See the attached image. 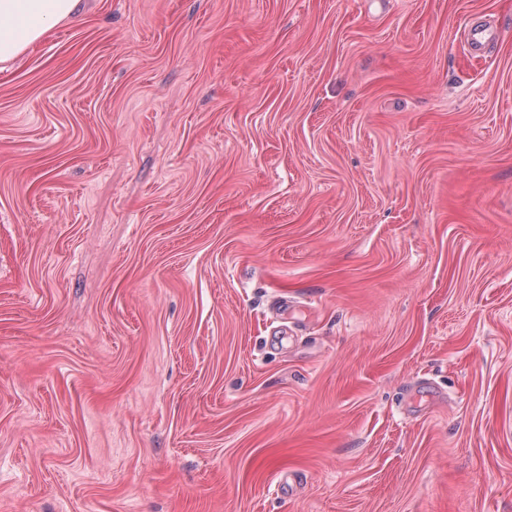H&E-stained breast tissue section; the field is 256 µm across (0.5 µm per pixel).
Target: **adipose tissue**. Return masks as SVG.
Masks as SVG:
<instances>
[{
  "mask_svg": "<svg viewBox=\"0 0 512 512\" xmlns=\"http://www.w3.org/2000/svg\"><path fill=\"white\" fill-rule=\"evenodd\" d=\"M78 0H0V62L15 59L69 19Z\"/></svg>",
  "mask_w": 512,
  "mask_h": 512,
  "instance_id": "ef3b65f1",
  "label": "adipose tissue"
}]
</instances>
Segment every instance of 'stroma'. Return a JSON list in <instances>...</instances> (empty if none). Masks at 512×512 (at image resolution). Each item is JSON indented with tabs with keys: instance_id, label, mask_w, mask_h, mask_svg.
I'll list each match as a JSON object with an SVG mask.
<instances>
[{
	"instance_id": "35a3bbf8",
	"label": "stroma",
	"mask_w": 512,
	"mask_h": 512,
	"mask_svg": "<svg viewBox=\"0 0 512 512\" xmlns=\"http://www.w3.org/2000/svg\"><path fill=\"white\" fill-rule=\"evenodd\" d=\"M0 512H512V0H83L0 63Z\"/></svg>"
}]
</instances>
